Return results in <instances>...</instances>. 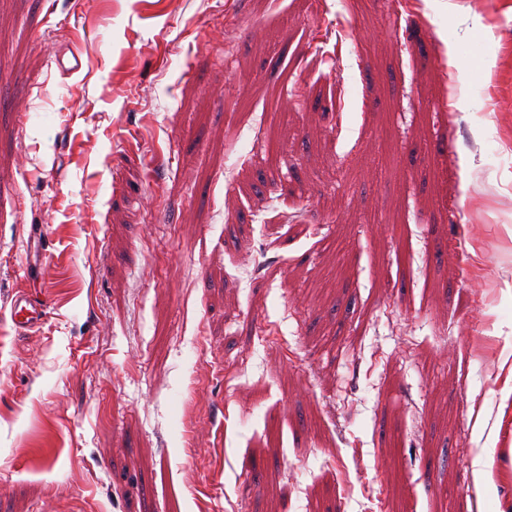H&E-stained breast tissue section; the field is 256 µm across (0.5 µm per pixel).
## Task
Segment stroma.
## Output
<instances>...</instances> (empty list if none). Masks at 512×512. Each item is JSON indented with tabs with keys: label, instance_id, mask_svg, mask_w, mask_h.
Returning a JSON list of instances; mask_svg holds the SVG:
<instances>
[{
	"label": "stroma",
	"instance_id": "35a3bbf8",
	"mask_svg": "<svg viewBox=\"0 0 512 512\" xmlns=\"http://www.w3.org/2000/svg\"><path fill=\"white\" fill-rule=\"evenodd\" d=\"M509 55L506 0H0V512H512ZM47 303L35 289H18L9 301V317L20 333L35 329L46 315Z\"/></svg>",
	"mask_w": 512,
	"mask_h": 512
}]
</instances>
